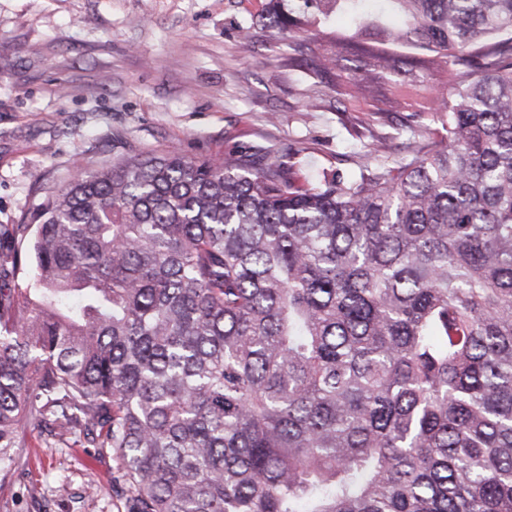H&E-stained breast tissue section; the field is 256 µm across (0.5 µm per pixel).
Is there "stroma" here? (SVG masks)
Listing matches in <instances>:
<instances>
[{"label":"stroma","mask_w":512,"mask_h":512,"mask_svg":"<svg viewBox=\"0 0 512 512\" xmlns=\"http://www.w3.org/2000/svg\"><path fill=\"white\" fill-rule=\"evenodd\" d=\"M266 0H0V228L23 223L40 186L60 185L83 155L176 152L195 159L271 151L319 174L350 175L405 157L414 136L440 138L430 113L411 119L395 89L409 72L422 102L438 98V65L398 63L356 104L337 76L360 56L350 29L289 39L252 26ZM304 46L294 54L292 43ZM336 53L333 77L308 69ZM0 512H124L111 451L47 444L29 427Z\"/></svg>","instance_id":"1"}]
</instances>
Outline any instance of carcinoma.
I'll list each match as a JSON object with an SVG mask.
<instances>
[{
  "instance_id": "cac0c4a2",
  "label": "carcinoma",
  "mask_w": 512,
  "mask_h": 512,
  "mask_svg": "<svg viewBox=\"0 0 512 512\" xmlns=\"http://www.w3.org/2000/svg\"><path fill=\"white\" fill-rule=\"evenodd\" d=\"M268 0L439 59L446 135L316 178L268 154L85 158L0 240V472L107 448L125 512H512V0Z\"/></svg>"
}]
</instances>
